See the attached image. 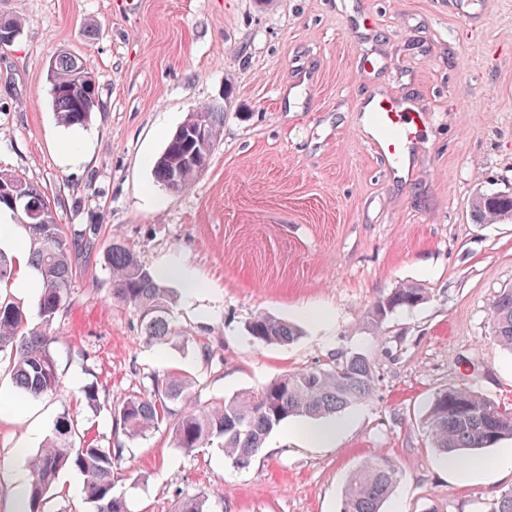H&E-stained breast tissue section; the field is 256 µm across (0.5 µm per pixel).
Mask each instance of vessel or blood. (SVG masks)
Here are the masks:
<instances>
[{
  "label": "vessel or blood",
  "mask_w": 512,
  "mask_h": 512,
  "mask_svg": "<svg viewBox=\"0 0 512 512\" xmlns=\"http://www.w3.org/2000/svg\"><path fill=\"white\" fill-rule=\"evenodd\" d=\"M379 131L377 145L391 169L400 168L414 142L424 112L410 102L388 96L373 98L365 107Z\"/></svg>",
  "instance_id": "b4317fda"
}]
</instances>
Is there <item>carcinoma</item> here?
Wrapping results in <instances>:
<instances>
[{"mask_svg": "<svg viewBox=\"0 0 512 512\" xmlns=\"http://www.w3.org/2000/svg\"><path fill=\"white\" fill-rule=\"evenodd\" d=\"M49 93L60 123L83 127L98 98V88L86 60L60 55L50 65ZM192 116L181 124L183 135L171 134L155 161V182L171 192L185 189L200 174L193 157L199 150L191 132ZM22 193L39 205L36 217L22 209L21 224L28 230L30 265L42 284L37 300L39 323L28 326L25 313L0 296V353L12 359V379L22 393L52 397L59 391L53 346L59 319L67 313L69 290L79 259L93 249L95 230L71 235L57 223L50 201L32 183L9 176L0 188V204L11 207L9 194ZM477 224L512 218V195L482 194L471 203ZM109 270L112 295L127 305L145 342L162 347L178 332L171 321L173 290L141 263L122 244H112L103 254ZM425 300L423 289L406 285L376 301L366 312V323L379 328L389 315L411 309ZM493 336L512 352V289L500 293L490 306ZM260 344H288L300 336L299 328L279 318L260 314L246 326ZM376 388L372 363L361 354L331 361L321 367L284 374L257 392H239L221 402H203L192 381L177 371L154 374L151 384L110 409V416L129 438L169 426L175 447L187 452L222 441L224 457L233 467L245 469L262 450L269 434L290 418L320 419L336 416L368 400ZM433 447L443 457L462 458L493 448L512 438V412L466 388H448L436 394L426 415ZM123 449L102 447L79 433L77 421L68 411L57 417L52 433L31 461V481L23 512H44L46 494L63 470H76L83 477L84 496L94 512H128L124 496L115 490L114 470ZM401 478L390 460L373 458L350 477L341 512H382L385 501ZM202 495L180 500L176 512H207ZM487 512H512V490L494 497Z\"/></svg>", "mask_w": 512, "mask_h": 512, "instance_id": "carcinoma-1", "label": "carcinoma"}]
</instances>
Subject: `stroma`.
Masks as SVG:
<instances>
[{
    "label": "stroma",
    "mask_w": 512,
    "mask_h": 512,
    "mask_svg": "<svg viewBox=\"0 0 512 512\" xmlns=\"http://www.w3.org/2000/svg\"><path fill=\"white\" fill-rule=\"evenodd\" d=\"M29 24L0 48V174L25 178L58 223L95 229L70 288L54 356L61 389L31 398L0 358V512L12 472L68 405L109 445L108 406L179 368L204 401L258 391L283 374L359 353L374 364L368 401L340 414L333 445L308 444V421L275 429L245 469L220 442L189 453L168 428L125 440L115 473L129 512H173L204 494L208 512H340L351 473L386 456L402 479L384 512H486L512 490L488 448L446 466L425 416L459 387L512 409V354L490 304L512 289V219L477 224L480 193H512V0H0ZM84 57L98 87L86 127L61 126L49 62ZM383 93L427 116L401 170L362 126ZM223 113L208 167L178 193L153 164L190 112ZM126 245L150 270L182 269L207 290L177 297L173 344H146L113 299L102 254ZM426 299L377 330L367 310L394 288ZM266 313L299 325L288 345L246 332ZM97 385L99 409L76 406ZM46 512H93L77 471L60 473Z\"/></svg>",
    "instance_id": "35a3bbf8"
}]
</instances>
